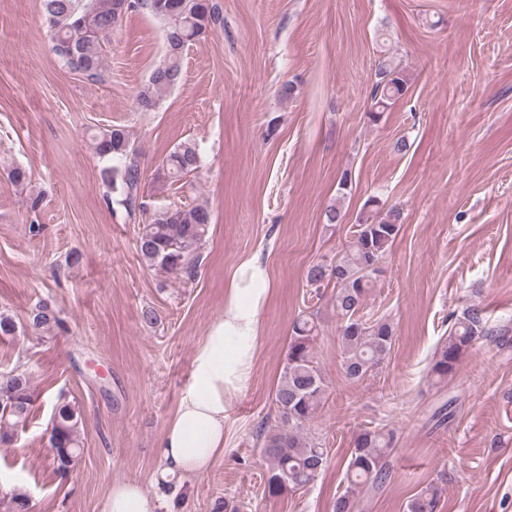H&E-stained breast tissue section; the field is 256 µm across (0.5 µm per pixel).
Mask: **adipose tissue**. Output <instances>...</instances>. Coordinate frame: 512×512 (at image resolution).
<instances>
[{"instance_id": "ef3b65f1", "label": "adipose tissue", "mask_w": 512, "mask_h": 512, "mask_svg": "<svg viewBox=\"0 0 512 512\" xmlns=\"http://www.w3.org/2000/svg\"><path fill=\"white\" fill-rule=\"evenodd\" d=\"M271 287L258 260L242 262L233 274L224 314L196 344L187 390L159 443L161 479L202 475L223 454L226 407L250 378L258 314ZM162 507L139 483L116 481L99 512H161Z\"/></svg>"}]
</instances>
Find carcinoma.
Wrapping results in <instances>:
<instances>
[{"label": "carcinoma", "mask_w": 512, "mask_h": 512, "mask_svg": "<svg viewBox=\"0 0 512 512\" xmlns=\"http://www.w3.org/2000/svg\"><path fill=\"white\" fill-rule=\"evenodd\" d=\"M42 5L55 56L90 81L102 79L103 40L127 13L145 9L163 23L166 53L136 95V106L142 112L155 110L162 96L180 82L185 49L222 23L218 6L212 0H42ZM376 76L369 111L374 122L408 90L406 77L389 56L379 60ZM92 139L97 154L116 162L112 175L120 176L123 203L131 212L143 208L138 203L141 184L138 151L126 129L117 125L99 128ZM161 167L174 182L196 173L201 167L196 144L191 140L176 144L162 160ZM210 224L211 213L203 206L168 207L142 225L136 251L147 267L191 279L196 273L194 253L205 241ZM401 224L399 208L375 210L356 225L353 237L334 264H316L307 273L308 281L314 285L327 279L335 282L333 305L340 322L341 369L349 383L370 376L389 355L394 342L391 323L382 318L371 320L363 311L380 264ZM59 324L51 305L40 302L31 313L27 330L45 335ZM315 330L312 316L303 314L297 318L274 391L273 405L282 426L265 436L262 448L268 462L264 493L271 497L309 487L327 466L326 449L303 433L325 395L324 379L312 347ZM483 339H492V332L486 329L484 309L471 305L456 318L448 337L436 350L432 373L440 379L448 378L463 354ZM33 402L30 380L25 373L0 374V421H6L9 426L13 419H24ZM80 423L81 411L76 405L70 402L57 405L49 442L53 448V465L62 475L69 472L81 453ZM391 447L389 432L366 429L356 436L347 465L348 486L334 499L332 512H355L356 493L369 483L386 479V458ZM436 500L437 490L427 487L410 501L408 512H434ZM2 506L4 512H29V499L16 491L0 492Z\"/></svg>", "instance_id": "1"}]
</instances>
